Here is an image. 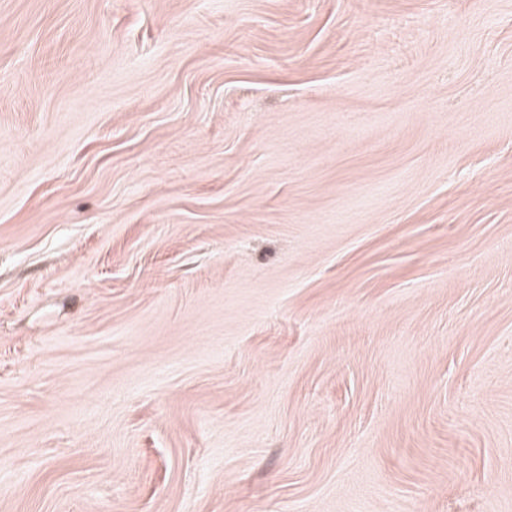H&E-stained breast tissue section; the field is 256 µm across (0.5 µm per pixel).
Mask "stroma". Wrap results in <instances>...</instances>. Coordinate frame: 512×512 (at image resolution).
<instances>
[{
	"instance_id": "1",
	"label": "stroma",
	"mask_w": 512,
	"mask_h": 512,
	"mask_svg": "<svg viewBox=\"0 0 512 512\" xmlns=\"http://www.w3.org/2000/svg\"><path fill=\"white\" fill-rule=\"evenodd\" d=\"M0 512H512V0H0Z\"/></svg>"
}]
</instances>
